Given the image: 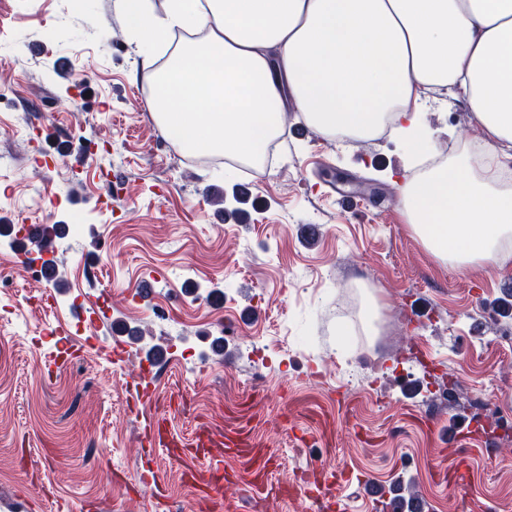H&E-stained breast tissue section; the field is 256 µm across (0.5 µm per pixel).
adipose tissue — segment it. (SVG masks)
Instances as JSON below:
<instances>
[{
	"label": "adipose tissue",
	"instance_id": "ef3b65f1",
	"mask_svg": "<svg viewBox=\"0 0 512 512\" xmlns=\"http://www.w3.org/2000/svg\"><path fill=\"white\" fill-rule=\"evenodd\" d=\"M118 0L150 74L162 132L186 150L259 165L286 106L323 136L430 146L432 93L458 88L486 144L512 147V0ZM415 236L442 264H494L512 244V188L467 157L401 186Z\"/></svg>",
	"mask_w": 512,
	"mask_h": 512
}]
</instances>
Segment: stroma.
Here are the masks:
<instances>
[{"mask_svg":"<svg viewBox=\"0 0 512 512\" xmlns=\"http://www.w3.org/2000/svg\"><path fill=\"white\" fill-rule=\"evenodd\" d=\"M143 60L115 0L79 12L0 0V512H383L368 479L410 484L424 512H512V434L495 437L488 465L467 449L474 434L444 448L431 422L469 420L477 400L489 418L512 414V350L498 344L512 317L492 310L512 257L458 270L430 255L400 207L407 147L385 134L295 136L303 120L289 111L275 162L237 169L182 151L155 121ZM426 121L436 155L481 139L456 91ZM341 177L382 204L344 210L326 192ZM22 222L67 227L50 253L66 279L57 307L38 305L48 285L10 245ZM146 273L155 291L141 300ZM214 289L221 300L207 299ZM76 305L80 334L50 340ZM341 325L359 350L340 345ZM117 327L128 331L118 356ZM253 342L267 355L260 381ZM150 344L167 362L133 409ZM409 368L411 396L399 382ZM450 380L449 401L437 389ZM158 416L188 443L246 433L257 474L223 447H143L140 427ZM148 469L162 492L140 484ZM193 471L232 483L220 495Z\"/></svg>","mask_w":512,"mask_h":512,"instance_id":"stroma-1","label":"stroma"}]
</instances>
